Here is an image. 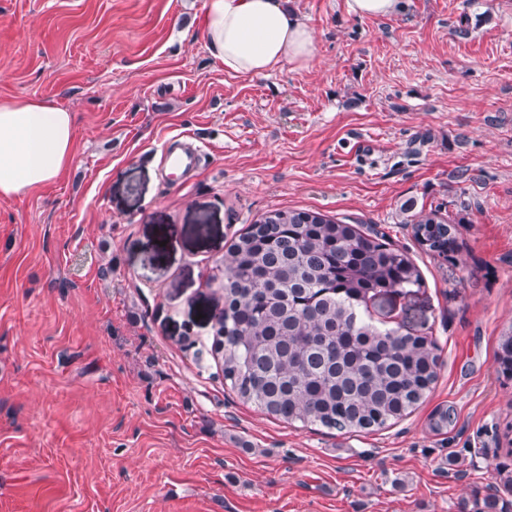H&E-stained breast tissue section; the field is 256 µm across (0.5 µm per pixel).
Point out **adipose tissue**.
<instances>
[{
  "mask_svg": "<svg viewBox=\"0 0 512 512\" xmlns=\"http://www.w3.org/2000/svg\"><path fill=\"white\" fill-rule=\"evenodd\" d=\"M197 20L210 55L237 76L305 67L316 54V32L289 0H204ZM74 128L73 112L54 102L0 99V199L61 177L75 154Z\"/></svg>",
  "mask_w": 512,
  "mask_h": 512,
  "instance_id": "obj_1",
  "label": "adipose tissue"
}]
</instances>
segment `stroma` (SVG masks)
Masks as SVG:
<instances>
[{"label":"stroma","mask_w":512,"mask_h":512,"mask_svg":"<svg viewBox=\"0 0 512 512\" xmlns=\"http://www.w3.org/2000/svg\"><path fill=\"white\" fill-rule=\"evenodd\" d=\"M202 3L0 0V99L76 124L62 177L0 199V512H512V0H292L313 64L252 77L209 54ZM178 133L205 164L174 186ZM409 201L466 210L455 253L418 244ZM288 208L376 227L421 272L372 314L442 367L388 428L275 419L210 353L217 264ZM402 0H346L349 14L358 17L383 18L398 12ZM188 137L182 134L173 136L163 146L160 159L162 171L172 185L178 184V179L196 171L204 160L199 146L184 139ZM176 172L180 173L178 178Z\"/></svg>","instance_id":"1"}]
</instances>
